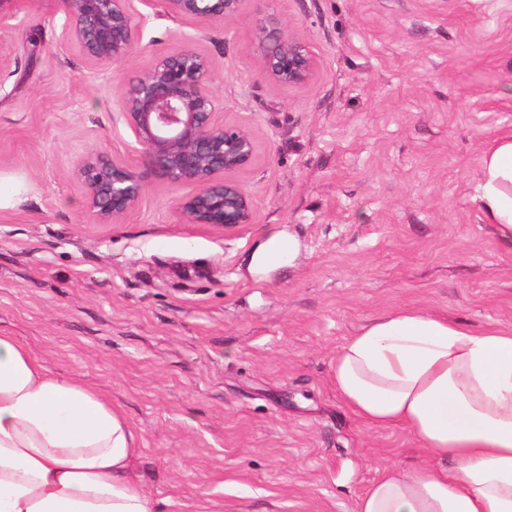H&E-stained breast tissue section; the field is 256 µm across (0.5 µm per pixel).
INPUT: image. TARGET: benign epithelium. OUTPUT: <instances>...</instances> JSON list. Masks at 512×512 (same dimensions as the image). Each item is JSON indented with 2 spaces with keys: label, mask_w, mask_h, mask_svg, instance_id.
<instances>
[{
  "label": "benign epithelium",
  "mask_w": 512,
  "mask_h": 512,
  "mask_svg": "<svg viewBox=\"0 0 512 512\" xmlns=\"http://www.w3.org/2000/svg\"><path fill=\"white\" fill-rule=\"evenodd\" d=\"M167 15L202 23L249 14V48L258 59V75L288 88L303 87L316 76L313 47L290 29L269 6L271 0H161ZM75 24L66 38L91 59L122 62L138 47L139 23L130 0H67ZM121 115L131 130L142 165L96 158L80 168L89 209L100 219L116 220L136 205L150 177L188 184L196 191L177 206L182 224L223 227L251 224L250 195L232 175L255 157L252 131L216 118L209 61L190 41L163 54L128 81Z\"/></svg>",
  "instance_id": "benign-epithelium-1"
}]
</instances>
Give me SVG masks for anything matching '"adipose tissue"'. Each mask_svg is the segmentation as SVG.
Returning <instances> with one entry per match:
<instances>
[{
    "label": "adipose tissue",
    "instance_id": "1",
    "mask_svg": "<svg viewBox=\"0 0 512 512\" xmlns=\"http://www.w3.org/2000/svg\"><path fill=\"white\" fill-rule=\"evenodd\" d=\"M479 209L512 247V133L479 172ZM272 234L247 269L265 276L295 258ZM331 382L374 428H401L439 461L383 470L357 512H512V328L476 329L420 309L379 315L337 350ZM139 436L111 399L77 375L51 373L0 332V512H155L131 476Z\"/></svg>",
    "mask_w": 512,
    "mask_h": 512
}]
</instances>
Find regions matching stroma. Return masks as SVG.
<instances>
[{
  "label": "stroma",
  "mask_w": 512,
  "mask_h": 512,
  "mask_svg": "<svg viewBox=\"0 0 512 512\" xmlns=\"http://www.w3.org/2000/svg\"><path fill=\"white\" fill-rule=\"evenodd\" d=\"M318 72L261 79L251 18L145 15L127 61L62 37L65 0H0V331L52 372L110 396L142 452L131 475L157 512H356L386 468L430 457L371 428L330 379L369 319L424 309L512 327V251L474 199L485 150L512 132V0H275ZM192 39L213 68L218 121L256 137L237 179L253 223L182 224L191 186L149 179L134 209L88 211L82 162L139 160L120 85ZM300 242L255 282L274 230Z\"/></svg>",
  "instance_id": "1"
}]
</instances>
